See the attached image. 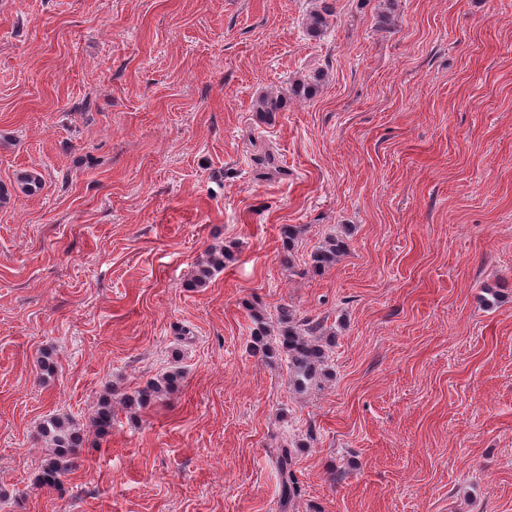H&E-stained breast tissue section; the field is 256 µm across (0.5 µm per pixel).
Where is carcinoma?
I'll return each mask as SVG.
<instances>
[{
  "mask_svg": "<svg viewBox=\"0 0 512 512\" xmlns=\"http://www.w3.org/2000/svg\"><path fill=\"white\" fill-rule=\"evenodd\" d=\"M331 11L323 7L308 14L307 29L311 36L323 34L329 25ZM321 77L298 79L291 84L290 93L296 97L309 98L320 86ZM284 107L282 96L267 93L259 97L256 112L263 118L270 119ZM17 183L22 192L29 196L37 195L43 189V178L36 172L26 171L17 176ZM301 233L299 226L284 224L280 228L283 246V261L291 264L294 243ZM348 252V243L340 235L329 237L311 255L314 269L322 270L338 261ZM231 258L229 250L222 245L211 247L206 258L197 266L192 279V286L204 288L214 273L224 269L225 261ZM254 328L252 331V349L262 357L284 359L288 364V384L296 392L308 390L327 376L328 343L323 341L324 328L319 322L300 319L292 309L281 306L275 320L269 322L262 313L252 314ZM181 374L172 370L149 381L142 389L134 391L123 399L126 409L136 412L151 402L169 394L177 385ZM97 432L106 436L112 429V400L104 395L93 418ZM38 438L50 445L51 451L44 459L39 488L57 490L64 479L77 468L80 450L84 439L80 427L67 414H53L40 423ZM278 469L281 476V495L286 501L300 495L301 489L294 476L293 457L290 448L281 446L278 454Z\"/></svg>",
  "mask_w": 512,
  "mask_h": 512,
  "instance_id": "obj_1",
  "label": "carcinoma"
}]
</instances>
